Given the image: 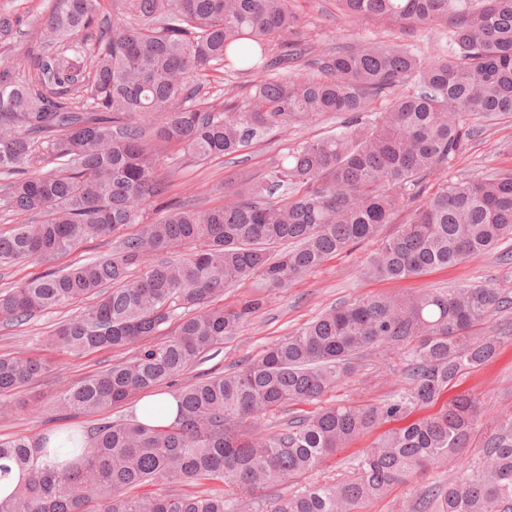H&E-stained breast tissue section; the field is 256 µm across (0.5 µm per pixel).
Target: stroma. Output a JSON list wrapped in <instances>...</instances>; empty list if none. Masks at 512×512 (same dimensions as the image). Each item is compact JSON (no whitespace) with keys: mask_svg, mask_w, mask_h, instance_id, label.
<instances>
[{"mask_svg":"<svg viewBox=\"0 0 512 512\" xmlns=\"http://www.w3.org/2000/svg\"><path fill=\"white\" fill-rule=\"evenodd\" d=\"M293 3L306 21V39L322 46L335 43L341 36L349 43H408L421 54L429 56L435 46L448 43V31L444 28L434 34L422 27L405 28L391 22L350 21L344 15L339 0H293ZM336 126L335 118L326 116L305 127L288 128L254 141L233 163L218 158L204 165L190 161L169 164L173 193L178 197L200 198L208 208L221 205L224 193L220 186L225 176L236 168L264 173L270 163L285 154L297 140L328 133ZM505 170H512V115L485 121L482 133L468 143L444 176L430 177L426 189L434 191L445 176L460 179ZM374 248V243H363L305 274L288 288L268 292L263 308L233 335L225 337L222 345L208 353L195 366V373L232 370L241 362L258 358L271 344L295 332L325 310L373 296L402 298L422 289L444 291L471 285L495 288L512 298V240L501 241L496 249L460 264L434 268L423 275L400 280L378 279L363 274L365 259ZM82 309V304L77 303L38 314L21 326L0 328V353L20 348L50 363L49 370L37 381L18 388L8 397L9 411L0 416V438L92 426L93 421L89 418L58 419L51 410L50 400L67 385L122 361L123 353L105 350L76 358L58 354L45 346L57 324L79 315ZM486 328L498 336L499 354L466 373L459 385L460 390L480 397L484 405L485 426L480 429L472 446L463 450L460 462L429 471L415 481L394 485L386 498L367 502L362 512H402L417 498L420 488L445 485L455 480L462 465L479 462L490 433V423L512 415V309L495 314ZM408 365L409 357L403 347L367 352L357 360L348 379L334 391L305 403L304 408L314 411L330 404H379L407 386ZM376 437V432L372 431L353 440L325 467L313 473L312 481L321 483L346 479L357 457Z\"/></svg>","mask_w":512,"mask_h":512,"instance_id":"obj_1","label":"stroma"}]
</instances>
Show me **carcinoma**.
Listing matches in <instances>:
<instances>
[{
	"instance_id": "carcinoma-1",
	"label": "carcinoma",
	"mask_w": 512,
	"mask_h": 512,
	"mask_svg": "<svg viewBox=\"0 0 512 512\" xmlns=\"http://www.w3.org/2000/svg\"><path fill=\"white\" fill-rule=\"evenodd\" d=\"M354 21L450 23V50L409 44L316 48L291 0H54L40 34L12 45L0 12V210L24 223L0 233V263L46 268L0 290V324L89 302L58 323L61 355L133 350L132 358L59 392L61 419L96 417L142 392L176 385L165 426L100 421L0 440V480L27 481L0 512H250L258 493L318 470L340 448L386 422L345 482L306 483L270 512H361L363 504L454 461L483 426L482 404L457 394L427 417L461 376L497 354L483 325L512 299L460 286L406 299L371 297L322 312L258 359L217 375L184 376L263 305L210 307L224 288L255 278L286 288L354 245L376 240L364 273L404 279L458 264L512 239V172L423 183L479 134L475 116L512 114V0H339ZM312 72L298 68L307 56ZM230 67L252 92L218 106L203 89ZM385 102L377 108L374 103ZM332 114L336 131L297 142L258 176L224 179V204L203 208L169 194L160 173L171 151L202 164L237 156L291 124ZM282 187L292 193L276 194ZM411 217L388 235L397 215ZM137 224L108 256L50 266L59 255ZM180 254L155 261L148 255ZM176 323L163 340L161 327ZM408 345L409 386L370 406L332 405L259 435L272 412L336 387L364 351ZM49 362L0 354V399ZM221 483L224 492L203 490ZM145 484L161 494L132 495ZM512 418L495 425L480 463L410 512H508Z\"/></svg>"
}]
</instances>
